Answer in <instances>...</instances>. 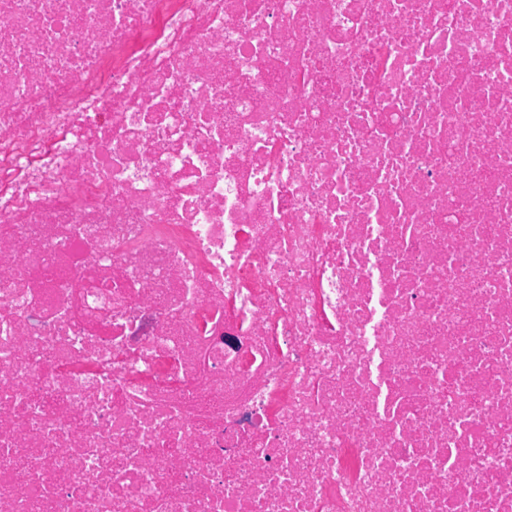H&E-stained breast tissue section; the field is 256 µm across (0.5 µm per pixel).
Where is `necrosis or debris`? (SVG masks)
<instances>
[{"mask_svg": "<svg viewBox=\"0 0 512 512\" xmlns=\"http://www.w3.org/2000/svg\"><path fill=\"white\" fill-rule=\"evenodd\" d=\"M0 512H512V0H0Z\"/></svg>", "mask_w": 512, "mask_h": 512, "instance_id": "4bbe7bcc", "label": "necrosis or debris"}]
</instances>
